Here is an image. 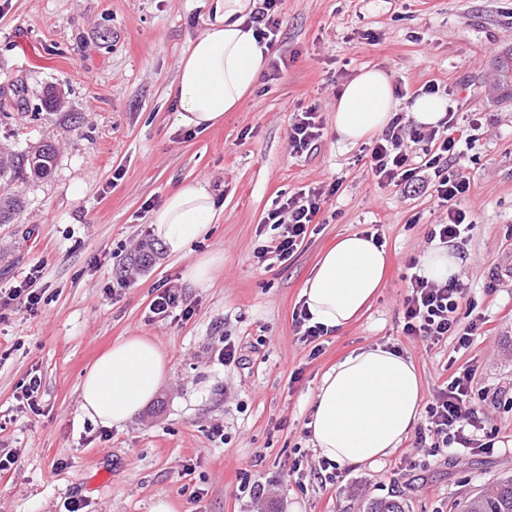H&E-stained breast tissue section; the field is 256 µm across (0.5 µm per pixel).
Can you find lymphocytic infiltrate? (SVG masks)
Wrapping results in <instances>:
<instances>
[{
  "mask_svg": "<svg viewBox=\"0 0 512 512\" xmlns=\"http://www.w3.org/2000/svg\"><path fill=\"white\" fill-rule=\"evenodd\" d=\"M459 110L448 107L433 127L413 124L405 113H398L385 130L364 149V165L378 186L413 189L429 185L430 197L440 213L438 224L432 225L430 239L454 243L465 239L473 230L468 204L474 194L469 178L461 172L466 153L460 147ZM324 136V122L318 106L311 105L297 112L289 133L293 153L300 154L316 146ZM421 145L422 159L410 157L405 142ZM333 189L321 184L306 185L286 199L277 202L266 221L279 228L274 246L255 249L258 263L269 256L285 262L304 243L310 225L318 223ZM412 273L403 298L404 335L435 346L454 338L457 348H468L486 319L474 315L460 317L462 301L468 285L465 274L459 273L444 282H434L417 270V261H410ZM473 366L459 367L446 386L441 388L427 407L428 424L416 436V443H433L434 447L458 452L482 449L479 437L486 421L477 410L466 409L473 389Z\"/></svg>",
  "mask_w": 512,
  "mask_h": 512,
  "instance_id": "lymphocytic-infiltrate-1",
  "label": "lymphocytic infiltrate"
}]
</instances>
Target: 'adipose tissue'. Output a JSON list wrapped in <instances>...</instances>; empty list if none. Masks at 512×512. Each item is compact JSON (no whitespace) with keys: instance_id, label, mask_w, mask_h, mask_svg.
I'll return each mask as SVG.
<instances>
[{"instance_id":"adipose-tissue-1","label":"adipose tissue","mask_w":512,"mask_h":512,"mask_svg":"<svg viewBox=\"0 0 512 512\" xmlns=\"http://www.w3.org/2000/svg\"><path fill=\"white\" fill-rule=\"evenodd\" d=\"M236 0H214L213 20L182 59L172 94L175 123L208 130L224 121L257 84L267 50L248 28ZM400 110L389 77L364 69L336 101L333 123L341 142L355 144L382 132ZM224 213L205 183L168 193L151 216L154 236L168 254L183 256L205 241ZM386 249L368 233L339 239L318 258L302 299L313 323L338 331L376 297ZM168 370L165 351L146 336H122L88 369L79 386L83 413L121 426L158 393ZM422 383L409 358L383 345L353 351L325 372L307 424L320 458L345 467L389 456L417 423Z\"/></svg>"}]
</instances>
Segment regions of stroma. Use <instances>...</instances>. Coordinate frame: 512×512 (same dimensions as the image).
Segmentation results:
<instances>
[{
  "label": "stroma",
  "mask_w": 512,
  "mask_h": 512,
  "mask_svg": "<svg viewBox=\"0 0 512 512\" xmlns=\"http://www.w3.org/2000/svg\"><path fill=\"white\" fill-rule=\"evenodd\" d=\"M213 0H0V149L55 144L51 175L28 182L19 223L0 224V289L40 265L38 314L0 316V512H367L397 498L405 512H462L465 502L512 475V96L492 91L491 61L512 47V0H283L272 56L281 79L259 80L223 124L175 127L170 94L180 61L213 18ZM365 67L415 91L451 84L464 114L484 113L463 173L476 189V226L454 244L484 333L468 350L426 346L400 328L410 259L431 249L439 215L424 190L378 187L362 144L332 125L348 77ZM63 96L48 111L49 91ZM318 104L326 123L316 148L292 153L294 113ZM207 183L224 206L211 237L182 257L152 254L141 271L134 248L150 216L182 181ZM338 184L288 262L256 265L274 245L265 217L311 184ZM380 232L388 263L370 308L319 349L301 342L292 315L318 256L342 236ZM221 255L204 286L188 282L194 255ZM497 282H490V273ZM125 279L117 287V279ZM173 287L194 314L153 319L157 290ZM148 336L168 353L156 398L121 428H103L79 407L87 368L122 336ZM235 342L245 364H222ZM382 344L410 358L424 403L456 365L473 363L471 408L493 428V448L449 454L406 439L377 464L338 469L336 481L289 475L296 453L318 458L307 423L322 375L353 350ZM42 380L40 414L20 411L15 387ZM223 440L211 438L214 425ZM192 473H184L185 465ZM260 470L261 502L238 493L237 477Z\"/></svg>",
  "instance_id": "1"
}]
</instances>
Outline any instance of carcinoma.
Here are the masks:
<instances>
[{
  "label": "carcinoma",
  "instance_id": "1",
  "mask_svg": "<svg viewBox=\"0 0 512 512\" xmlns=\"http://www.w3.org/2000/svg\"><path fill=\"white\" fill-rule=\"evenodd\" d=\"M501 70L499 89L512 95V48L497 57ZM56 148L44 142L21 153L0 154V224H13L22 211L24 185L50 176ZM465 512H512V477L471 498Z\"/></svg>",
  "mask_w": 512,
  "mask_h": 512
}]
</instances>
